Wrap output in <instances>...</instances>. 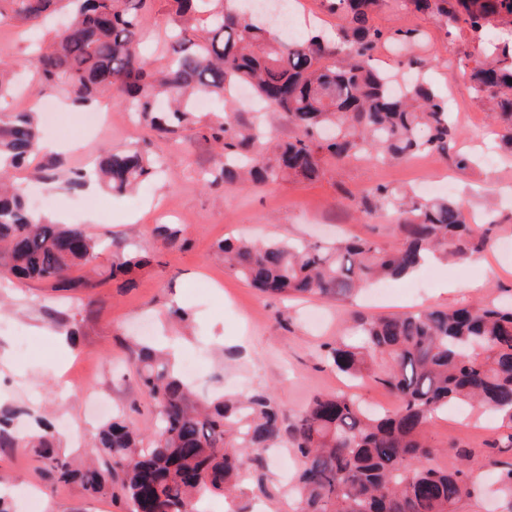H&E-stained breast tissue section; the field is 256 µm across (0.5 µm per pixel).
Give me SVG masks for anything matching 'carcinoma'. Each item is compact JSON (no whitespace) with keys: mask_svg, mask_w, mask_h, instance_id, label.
I'll return each instance as SVG.
<instances>
[{"mask_svg":"<svg viewBox=\"0 0 512 512\" xmlns=\"http://www.w3.org/2000/svg\"><path fill=\"white\" fill-rule=\"evenodd\" d=\"M148 0H0V19L39 25L67 12L69 21L34 56L42 89L64 87L84 105L116 92L163 140L193 128L220 148L224 158L210 183L256 184L313 180L326 156L407 160L448 155L460 136L448 101L427 82L395 92V77L372 66L380 43L410 45L411 31L389 34L372 24L385 0H328L347 25L331 44L310 32L289 39L240 0H170L173 27L168 60L152 66L144 57L141 14ZM405 7L438 18L447 33L481 35L498 28L485 60L470 79L477 95L506 123L503 144L512 150V0H401ZM206 15L198 27L196 15ZM248 86L267 108L245 118L202 120L193 108L200 94L234 101ZM293 135L268 152L270 119ZM40 157V136L31 112L0 114V270L61 284L70 271L90 264L100 243L82 224L35 219L22 189L10 177ZM158 173L149 150L108 151L98 164L100 184L125 194ZM361 211L397 215L399 244L369 239L334 245L225 239L217 245L235 274L269 296L307 295L340 302L360 288L402 279L429 255L467 259L492 245L491 225L478 232L464 205L447 198L401 193L383 184L362 196ZM143 265L123 252L112 277ZM358 345H322L338 372L393 393L392 414L370 413L347 393L317 396L288 424L268 392L199 401L168 354L135 344L139 383L152 398L155 424L145 439L118 417L91 438L90 460L75 468L54 435H22L18 411L0 412V450L30 448L51 485L80 482L85 490L122 502L126 512H200L198 495L249 490L271 497L262 450L293 448L301 457L294 512H459L478 490L469 466L474 451L456 447L460 466L442 469L426 433L431 419L467 403L488 409L499 431L486 444L487 465L498 492L512 505V304L431 309L392 317L353 316Z\"/></svg>","mask_w":512,"mask_h":512,"instance_id":"obj_1","label":"carcinoma"}]
</instances>
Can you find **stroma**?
Wrapping results in <instances>:
<instances>
[{"instance_id":"1","label":"stroma","mask_w":512,"mask_h":512,"mask_svg":"<svg viewBox=\"0 0 512 512\" xmlns=\"http://www.w3.org/2000/svg\"><path fill=\"white\" fill-rule=\"evenodd\" d=\"M373 23L385 31H414L413 53L430 60L429 78L454 101L461 135L447 157L433 166L422 155L399 163L330 159L322 175L311 181L227 189L204 186V172L216 166L215 149L192 130H185L177 145L159 140L135 112L110 95L76 112L65 108L68 93L41 90L28 65L34 43L50 38L53 27L0 21V61L15 66L18 85L0 106L8 112L38 113L46 141H61L66 133L75 136V143L56 154L62 171L92 169L107 151L135 146L149 149L163 170L150 193L121 196L93 181L79 188L60 179L46 182L30 165L15 170L16 181L24 187L54 194L50 215L63 216L69 224H87V216H96V224L88 226L104 248L95 261L72 272L69 288L0 273V405L29 408L33 417L51 423L65 442L67 458L80 460L104 420L89 396L110 402L137 427L151 426L154 403L139 385L127 348L129 337L149 336L178 359L197 353L206 360L215 380L213 387H200V394L211 389L227 394L269 390L288 422L314 396L341 391L392 412L398 402L391 393L372 383L355 385L322 356L323 343L347 336L352 313L399 315L512 296V153L494 151L483 137L496 121L468 80L480 56L477 40L466 31L447 34L434 17L407 10L399 0H385ZM171 25L168 0H153L142 19L151 60H161ZM461 153L473 155V163L459 167L456 157ZM489 153L495 165L485 163ZM429 176L449 179L451 198L484 204L495 222L496 245L483 265L471 260L438 264L437 275L422 292H405L401 279L397 291L388 295L370 288L333 304L267 297L226 269L215 250L219 241L238 236L313 243L359 236L393 246V218L365 216L359 206L362 192L379 183L414 190ZM157 224L182 225L184 244L163 246L151 233ZM117 241L134 243L143 253L157 254L158 260L112 279ZM477 279L485 280V288L466 292V284ZM77 301L83 304L78 315L72 310ZM172 308L184 309L187 321L169 319ZM70 330L75 333L73 345H61ZM495 427L492 418L474 410L440 414L427 431L429 442L439 449L436 464L458 466L449 446L459 443L478 450L494 437ZM37 466L29 449L0 450V490L15 492L16 512H28L30 493L41 498L43 512H120L118 504L89 496L79 484L48 487ZM299 466L292 449H278L267 466V479L278 489L274 498L209 496L202 503L204 512H235L247 504L255 512H291L287 489Z\"/></svg>"}]
</instances>
